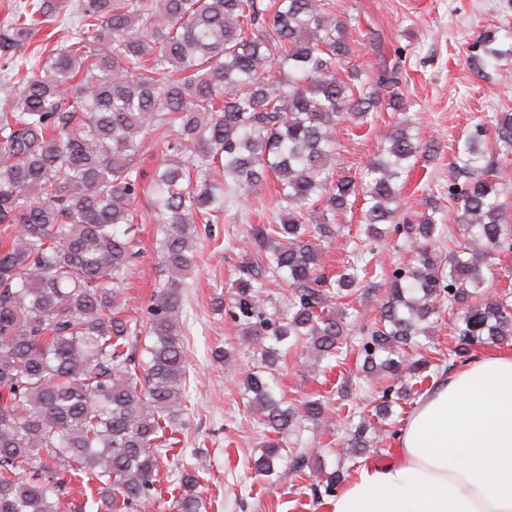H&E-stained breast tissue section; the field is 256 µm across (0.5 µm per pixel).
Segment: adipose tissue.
<instances>
[{
	"label": "adipose tissue",
	"mask_w": 512,
	"mask_h": 512,
	"mask_svg": "<svg viewBox=\"0 0 512 512\" xmlns=\"http://www.w3.org/2000/svg\"><path fill=\"white\" fill-rule=\"evenodd\" d=\"M328 512H512V354L443 374L415 401L394 459L363 465Z\"/></svg>",
	"instance_id": "obj_1"
}]
</instances>
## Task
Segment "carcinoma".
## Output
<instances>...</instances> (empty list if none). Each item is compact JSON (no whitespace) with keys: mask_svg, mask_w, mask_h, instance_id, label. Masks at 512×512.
<instances>
[{"mask_svg":"<svg viewBox=\"0 0 512 512\" xmlns=\"http://www.w3.org/2000/svg\"><path fill=\"white\" fill-rule=\"evenodd\" d=\"M330 0H75L57 20L55 0H23L0 25V70L14 95L0 110V512H63L66 481L105 512H134L157 496L160 458L187 425L184 279L196 267L197 226L258 192L270 177L278 214L254 236L257 260L231 284L234 326L258 352L242 385L248 407L277 436L316 422L323 400L276 397L274 373L288 342L304 341L314 364L343 354L346 324L336 303L360 289L374 250L354 248L343 269L324 272L323 244L339 237L335 217L362 201L360 222L374 242L396 223L402 177L423 152L405 120L380 131L366 178H333L337 128L401 113L403 73L394 62L361 80L362 32ZM68 29L48 57L18 55L46 28ZM481 65L508 55L497 30L479 35ZM512 152V112L491 120ZM485 124L453 154L448 197L458 204L462 241L438 223L431 197L420 203L409 262L388 278L379 318L361 332L362 371L389 384L360 415L345 451L360 455L386 428L392 407L423 383L431 345L419 336L443 313L454 318L453 362L477 346L512 339V297L489 296V260L512 249L500 197L512 168L481 164ZM151 142H146L145 138ZM160 159L144 182L135 160ZM151 199L164 280L146 326L123 285L143 254L133 207ZM324 201L318 212L315 203ZM288 283L283 311H268L265 287ZM146 360L135 362L139 335ZM286 457L272 439L253 460L259 475ZM201 460L181 473L178 512H200ZM317 496L342 483L315 470Z\"/></svg>","mask_w":512,"mask_h":512,"instance_id":"1","label":"carcinoma"}]
</instances>
